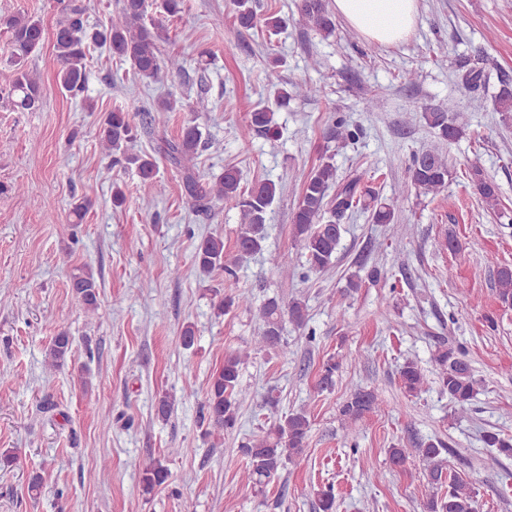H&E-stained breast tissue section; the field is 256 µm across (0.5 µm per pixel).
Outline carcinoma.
Here are the masks:
<instances>
[{
	"instance_id": "1",
	"label": "carcinoma",
	"mask_w": 512,
	"mask_h": 512,
	"mask_svg": "<svg viewBox=\"0 0 512 512\" xmlns=\"http://www.w3.org/2000/svg\"><path fill=\"white\" fill-rule=\"evenodd\" d=\"M65 19L59 22L54 33L53 47L59 63L57 80L61 90L72 99H81L88 110H93L88 98L86 57L90 47L105 49L112 55L129 63L134 75L142 80L156 82L173 75L183 68L177 55H163L158 45L155 28L148 22L152 9L151 0H121L117 13L108 24L92 27L84 18L85 8L78 0H60ZM234 17L239 27L251 29L260 24L275 34L282 30L287 19L276 12L260 17L255 0H233ZM297 10L321 35L331 36L336 29L328 0H299ZM9 35L10 54L8 63L14 68L15 78L4 89L3 99L19 112H33L42 103L40 82L26 68L27 59L41 50L44 43V26L39 18L25 13L0 15V30ZM189 108L181 98L169 95L161 100L154 112L146 114L143 127L163 128L169 113ZM494 110L502 120L512 118V87L502 82L495 96ZM460 113L457 103L450 99L448 107L437 108L423 115L430 128L437 131L443 142L460 140L466 132L465 125L458 122ZM138 126L134 116L122 109L107 113L101 126V142L112 152V164L123 163L135 167L141 187L151 188L157 176V163L147 155L129 151V144L137 135ZM253 132H261L270 138L281 136L275 111L270 107L258 108L249 113L248 121L241 127V137L246 139ZM359 137L357 130L336 120L332 125V138L345 146ZM203 143V130L197 118L186 121L180 136L164 141V153L174 164L184 169L183 186L196 208L208 209L215 200L233 201L239 208L241 224L235 241V255L228 258L224 251V238L210 235L201 240L196 248L194 261L204 273L224 272L229 285L236 283V263L248 256L260 253L265 248L266 224L276 201L280 184L272 179H261L249 187L242 186V173L234 166H226L219 175L205 177L197 174L191 162ZM413 185L425 194L445 190L452 179L448 157L438 147L427 149L413 157L410 167ZM470 181L489 210L500 205L499 186L478 167L469 171ZM361 176L355 175L344 182L336 180V166L327 158L305 177L301 197L292 214L294 237L305 257L307 270L323 272L335 258L342 240L344 227L340 220L357 207L369 213L374 224L396 223L397 200L381 198L374 192H359ZM495 285L501 303L512 305V266L497 268ZM70 286L83 304L86 312H95L98 305L99 285L94 275L84 269L71 275ZM252 306L248 294L236 290L220 296L215 308L223 314L232 307ZM289 317L298 326L306 322V306L298 301L284 306L276 298H270L259 308L261 330L255 338L260 348L288 349L283 336L284 317ZM72 336L61 331L53 337L45 353L44 363L49 371L61 369L71 357ZM244 355L239 351L224 354L223 365L212 375L207 390L206 415L208 425L215 430L231 431L238 423L239 409L246 398L240 384V370ZM432 361L437 373L440 391L448 394L456 410H470L479 392L465 352L459 347L442 345L437 348ZM341 362L329 356L318 371L317 389L328 391L335 386L336 373ZM400 388L406 396H415L427 384V376L417 362L407 360L400 365ZM379 408L377 394L366 388H357L344 400L339 413L343 421L353 426L366 415ZM174 409V400L163 394L155 401V415L167 420ZM311 421L305 410L285 413L274 419L262 433L241 446L249 459L243 471L245 485L261 487L280 475L286 464L299 457L307 447ZM483 443L496 449L487 455L485 464L494 467L500 464L499 456H512V438L498 432L488 431ZM423 465L429 498L423 506L424 512H477V494L465 474L449 464L454 450L445 442L436 439L420 442L414 449ZM410 458L407 448L392 447L387 451V461L394 470H406ZM170 471L166 460L152 459L140 472V482L145 494L167 484ZM318 512H333L336 497L333 488H320L315 493Z\"/></svg>"
}]
</instances>
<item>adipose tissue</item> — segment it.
Instances as JSON below:
<instances>
[{"instance_id":"obj_1","label":"adipose tissue","mask_w":512,"mask_h":512,"mask_svg":"<svg viewBox=\"0 0 512 512\" xmlns=\"http://www.w3.org/2000/svg\"><path fill=\"white\" fill-rule=\"evenodd\" d=\"M418 0H333L336 12L368 39L381 44L405 40L417 21Z\"/></svg>"}]
</instances>
